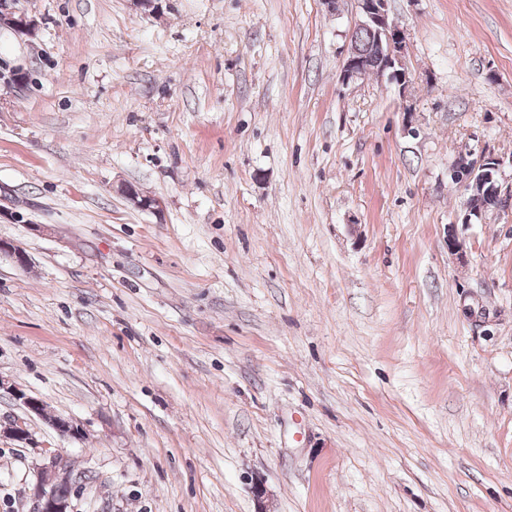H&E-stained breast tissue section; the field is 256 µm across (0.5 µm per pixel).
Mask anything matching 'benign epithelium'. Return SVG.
I'll return each instance as SVG.
<instances>
[{"instance_id":"1","label":"benign epithelium","mask_w":512,"mask_h":512,"mask_svg":"<svg viewBox=\"0 0 512 512\" xmlns=\"http://www.w3.org/2000/svg\"><path fill=\"white\" fill-rule=\"evenodd\" d=\"M18 2L12 0L8 7L0 9V30L6 29L19 36L33 38L39 22L36 17L17 8ZM356 14L358 19L353 30L373 32L377 42L371 51L349 45L341 68L342 80L349 82L366 74L385 76L397 84L401 92H406L412 80L404 61L405 34L393 27L387 0H356ZM504 167V158L493 152H484L471 159L460 157L454 162L450 170L451 179L463 184L467 192L462 224L471 223L475 216L482 217L487 211L485 199L488 197L497 202L498 209L512 207V183L506 181ZM123 194L141 209H158L156 199L140 193L132 185L124 186ZM0 254L9 255L21 267L28 264L26 253L16 244L0 242ZM2 391L21 401L29 413L48 419L50 426L61 435L71 438L80 435V429L72 419L48 415L41 401L0 379ZM1 436L26 445L33 444L32 434L19 420H1ZM77 476L78 472L66 458L58 455L46 459L39 466L38 478L30 491L34 512H69L70 490Z\"/></svg>"}]
</instances>
